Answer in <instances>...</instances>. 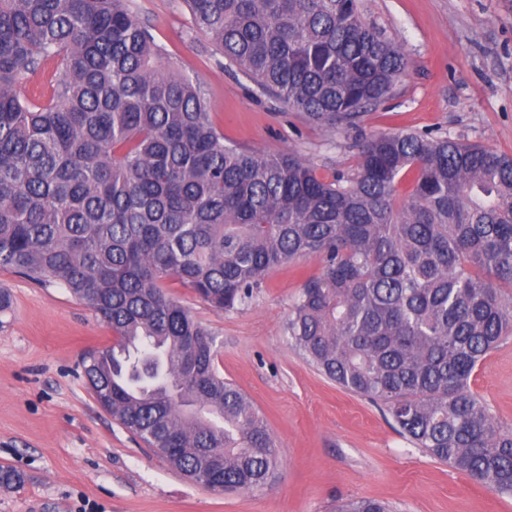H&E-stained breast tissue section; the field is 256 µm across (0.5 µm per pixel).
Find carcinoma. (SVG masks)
I'll use <instances>...</instances> for the list:
<instances>
[{"instance_id":"obj_1","label":"carcinoma","mask_w":512,"mask_h":512,"mask_svg":"<svg viewBox=\"0 0 512 512\" xmlns=\"http://www.w3.org/2000/svg\"><path fill=\"white\" fill-rule=\"evenodd\" d=\"M227 65L310 122L354 127L409 67L358 0H185ZM48 97L21 93L45 64ZM356 174L224 142L201 86L132 0H0V269L58 283L112 328L96 402L188 480L268 485L267 421L217 337L168 294L232 310L314 255L288 336L431 458L512 494V429L470 389L512 335V157L414 132L361 137ZM336 512H389L374 498Z\"/></svg>"}]
</instances>
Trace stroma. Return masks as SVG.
I'll use <instances>...</instances> for the list:
<instances>
[{
  "instance_id": "1",
  "label": "stroma",
  "mask_w": 512,
  "mask_h": 512,
  "mask_svg": "<svg viewBox=\"0 0 512 512\" xmlns=\"http://www.w3.org/2000/svg\"><path fill=\"white\" fill-rule=\"evenodd\" d=\"M177 68L197 79L215 122L237 145L295 152L320 173L356 171L355 138L413 131L512 156V0H360L362 19L410 59L396 94L369 109L358 130L306 121L226 69L184 0H134ZM309 256L271 270L250 300L217 311L180 282L165 288L215 336L218 369L266 418L281 466L267 487L222 495L186 480L88 390L84 351L112 330L63 287L0 270L12 308L0 313V466L20 473L0 486V512H335L371 497L393 512H512L494 493L399 434L368 399L328 380L294 348L286 323ZM471 389L512 428V335L472 376Z\"/></svg>"
}]
</instances>
